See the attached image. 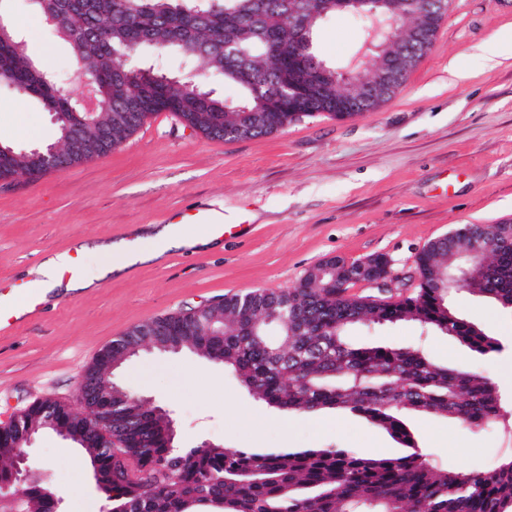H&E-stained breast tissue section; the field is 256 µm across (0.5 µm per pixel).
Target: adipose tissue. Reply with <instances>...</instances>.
<instances>
[{"instance_id":"1","label":"adipose tissue","mask_w":512,"mask_h":512,"mask_svg":"<svg viewBox=\"0 0 512 512\" xmlns=\"http://www.w3.org/2000/svg\"><path fill=\"white\" fill-rule=\"evenodd\" d=\"M201 236L190 234H173L170 227L153 230L151 234L136 236L118 243H103L96 250L102 258V268L107 273L125 270L132 263L146 261L162 255L167 244L189 249L204 244Z\"/></svg>"}]
</instances>
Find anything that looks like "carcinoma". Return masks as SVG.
<instances>
[{"mask_svg":"<svg viewBox=\"0 0 512 512\" xmlns=\"http://www.w3.org/2000/svg\"><path fill=\"white\" fill-rule=\"evenodd\" d=\"M427 0H408L394 20L391 40L374 53L372 65L391 59L394 47L416 42V60L429 51L446 9L428 10ZM67 26L56 32L70 49L82 50L85 76L94 81L109 112L125 97L144 93L142 111L112 130L100 155L125 142L158 112H172L183 125L210 139L240 140L271 135L305 117L338 119L368 112L395 93L398 75L379 102L360 99L366 77L353 70L349 80L316 49L322 21L336 14V0H195L179 9L174 0H62ZM309 22L302 34L297 22ZM158 51L175 48L190 62L192 76L176 79L148 69L132 73L120 61L144 43ZM320 66L329 76L319 97H304L300 84ZM14 89L40 101L49 111L67 112L57 77L26 51L5 42L0 72ZM237 85L242 95L231 105L208 85ZM463 237L439 238L415 256L420 279L409 295L401 291L350 296L349 273L358 264L333 257L323 262L336 274L318 279L312 268L296 285L280 291H255L218 302L224 339H207L195 315L176 313L151 319L170 336H192L224 356L245 389L286 413L341 409L384 429L404 448L397 456L361 455L347 448H292L257 452L236 448L168 447L163 429L148 414L132 426L110 454H98L101 473L112 475L103 495L119 512H512V459L487 471L438 470L426 459L404 421L410 411L452 417L471 425L512 419L494 382L464 367L440 364L410 346L353 347L345 330L364 320L388 324L412 320L457 339L479 355L502 350L501 342L463 319L449 304L451 276H465L473 258L471 241L493 256L494 274L468 284L467 291L507 308L512 305V242L503 245L496 224H466ZM459 258L448 264V250ZM372 278L389 273L383 254L367 258ZM448 280V287L436 283ZM284 313L293 335L267 337L265 319ZM59 419L78 426L83 412L57 402ZM17 430L0 429V490L13 488L5 463ZM26 512H55L43 482L25 488Z\"/></svg>","mask_w":512,"mask_h":512,"instance_id":"obj_1","label":"carcinoma"}]
</instances>
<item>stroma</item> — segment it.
Listing matches in <instances>:
<instances>
[{
  "mask_svg": "<svg viewBox=\"0 0 512 512\" xmlns=\"http://www.w3.org/2000/svg\"><path fill=\"white\" fill-rule=\"evenodd\" d=\"M28 53L87 95L68 45L30 0H8ZM499 37L508 60L486 64L481 44ZM367 41L345 12L318 31L320 54L344 66ZM50 112L0 86V143L21 148L54 141ZM217 206L249 232L189 251L168 250L83 291L48 293L39 313L0 330V423L50 397L79 408L80 377L131 327L236 294L280 291L332 257L353 263L383 254L402 277L415 273L425 245L462 224L512 223V0H448L424 58L390 100L337 120L317 115L259 138L224 141L154 115L121 147L62 172L0 181V285L33 284L48 256L80 251L96 276L97 243L166 225L170 213ZM459 314L496 336L500 353L481 356L411 321L357 324L347 341L421 346L512 395V311L464 291ZM119 385L169 412L175 443L227 448H349L392 456L399 444L362 417L339 410L285 414L254 399L233 371L191 353L142 352L116 371ZM406 422L436 467L494 468L512 457V427H473L426 413ZM36 479L54 488L63 512H101L89 454L54 432L30 449Z\"/></svg>",
  "mask_w": 512,
  "mask_h": 512,
  "instance_id": "obj_1",
  "label": "stroma"
}]
</instances>
